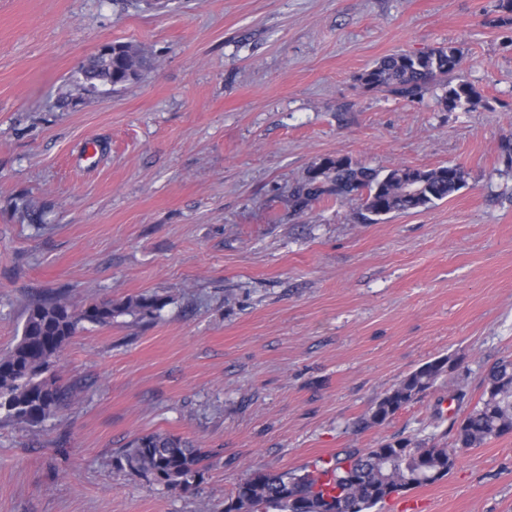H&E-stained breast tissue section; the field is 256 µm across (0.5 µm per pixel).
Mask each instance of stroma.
<instances>
[{"label":"stroma","mask_w":512,"mask_h":512,"mask_svg":"<svg viewBox=\"0 0 512 512\" xmlns=\"http://www.w3.org/2000/svg\"><path fill=\"white\" fill-rule=\"evenodd\" d=\"M498 0H0V356L27 305L157 295L151 318L85 324L43 423L0 421V512H224L256 470L295 471L397 436L449 443L448 387L477 401L512 359V25ZM115 41L152 60L82 90ZM448 43L485 105L446 111L366 89L383 56ZM462 164L435 205L364 221L288 194L323 159ZM41 213L33 222V213ZM448 354L461 369L384 424L358 419ZM166 432L217 449L195 487L117 456ZM512 512V434L373 512Z\"/></svg>","instance_id":"obj_1"}]
</instances>
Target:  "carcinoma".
<instances>
[{
  "label": "carcinoma",
  "instance_id": "1",
  "mask_svg": "<svg viewBox=\"0 0 512 512\" xmlns=\"http://www.w3.org/2000/svg\"><path fill=\"white\" fill-rule=\"evenodd\" d=\"M462 50L440 45L419 54L396 53L383 57L359 76L368 89H385L400 99H414L436 87L448 111L473 112L482 97L462 75ZM148 67L146 55L130 43L112 44V57L99 55L82 67L84 90L96 83L124 86L139 79ZM467 173L459 164L433 168L398 166L386 172L347 156L327 158L310 169L307 178L288 193V207L303 212L323 198L359 202L368 222L394 212H406L443 201L466 185ZM165 306L157 295H140L124 302L101 300L79 310L59 291L49 292L28 305L17 344L0 357V413L8 421L36 426L52 416L68 398L71 388L58 383L51 368L63 346L85 323L108 325L122 313L142 318ZM463 363L460 355L427 361L405 375L368 414L365 428L378 426L404 406L420 400L438 381ZM453 447L427 444L414 436L394 437L375 448L346 452L321 468L331 473L325 488L316 472L300 470L272 474L256 470L243 477L224 502V512H370L395 494L434 484L457 462V450L481 448L512 432V360L490 368L478 400L453 422ZM211 452L180 438L152 433L122 450L119 465L132 475L150 476L172 489L187 491L201 476Z\"/></svg>",
  "mask_w": 512,
  "mask_h": 512
}]
</instances>
